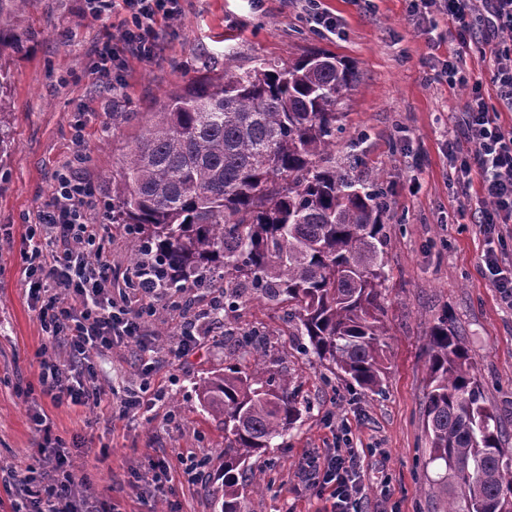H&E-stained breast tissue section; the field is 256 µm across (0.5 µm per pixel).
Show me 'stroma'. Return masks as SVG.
<instances>
[{
  "label": "stroma",
  "instance_id": "1",
  "mask_svg": "<svg viewBox=\"0 0 512 512\" xmlns=\"http://www.w3.org/2000/svg\"><path fill=\"white\" fill-rule=\"evenodd\" d=\"M320 3L335 17V33L315 31L301 0H182L181 18L160 26L161 51L150 60L127 57L122 87L114 91L92 63L97 46L120 30L91 21L85 0H29L15 17L24 47L0 56L12 76L14 137L0 162V512H12L8 472L32 468L33 486L41 488L61 453L79 479L75 494L83 506L222 512L224 427L203 411L196 388L207 371L240 360V335L254 327L269 331L275 359L303 385L307 409L284 444L260 459L268 489L244 490L241 512H322L324 501L302 486L301 463L345 447L357 449L361 460V512H440L423 397L431 335L441 316L463 336L487 399L512 413V309L481 273L484 240L452 186L442 146L468 91L428 77L452 45V26L442 19L431 38L419 37L408 0ZM313 49L355 67L358 82L342 105L346 133L336 155H347L348 140L358 139L357 154L383 183L389 277L382 290L388 360L381 392L328 375L314 355L294 348L284 309L260 302L226 314L223 335L202 337L193 352L176 356L171 331L186 311L172 292L146 325L157 359L153 375L169 389L164 405L124 418L42 395L37 352L64 361L69 349L49 342L41 329L25 288L21 249L57 171L78 161L80 177L91 183V218L112 261L111 293L124 299L135 233L111 222L102 176L116 170L157 102L189 77L221 67L225 53L249 68L259 58L285 63ZM116 113L123 117L117 126ZM93 365L95 383L105 390L135 389L143 378L132 343L102 351ZM36 411L62 449L37 454L41 436L30 419ZM78 437L84 447H74ZM187 456L204 462L201 480L184 474ZM159 457L168 460L172 476L162 485L151 470Z\"/></svg>",
  "mask_w": 512,
  "mask_h": 512
}]
</instances>
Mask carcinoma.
I'll return each mask as SVG.
<instances>
[{
    "instance_id": "cac0c4a2",
    "label": "carcinoma",
    "mask_w": 512,
    "mask_h": 512,
    "mask_svg": "<svg viewBox=\"0 0 512 512\" xmlns=\"http://www.w3.org/2000/svg\"><path fill=\"white\" fill-rule=\"evenodd\" d=\"M29 0H0V54L23 47L11 23ZM357 72L322 50L288 63L259 59L187 80L161 100L104 177L112 223L138 234L136 271L178 291L220 285L224 307L288 304L289 335L333 374L381 391L386 374L382 286L386 209L375 178L336 162L340 110ZM0 64V159L12 144ZM257 332L252 363L198 381L201 406L224 425V512L239 490L263 488L261 458L302 416L300 383L274 367ZM423 401L442 512H512V448L469 350L448 317L428 352Z\"/></svg>"
}]
</instances>
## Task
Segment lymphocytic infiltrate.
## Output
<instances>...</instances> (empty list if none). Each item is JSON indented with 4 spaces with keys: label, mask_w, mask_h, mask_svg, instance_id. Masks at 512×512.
Listing matches in <instances>:
<instances>
[{
    "label": "lymphocytic infiltrate",
    "mask_w": 512,
    "mask_h": 512,
    "mask_svg": "<svg viewBox=\"0 0 512 512\" xmlns=\"http://www.w3.org/2000/svg\"><path fill=\"white\" fill-rule=\"evenodd\" d=\"M92 20L109 23L122 17L120 46L104 42L95 69L111 79L120 68L122 51L148 58L159 48L158 21H173L182 14L181 0H87ZM410 23L421 35L432 33L437 16H447L455 31L456 46L447 58L433 64V77L449 86H470L464 103L460 130H448L444 145L455 180L468 205L480 215L478 231L485 241L512 232V125L501 120V109L512 110V43L503 45L492 58L493 85L500 107L489 105L479 84L461 66V53L469 47L474 32L487 39L512 34V0H409ZM474 149L461 153L459 138ZM93 193L90 184L77 177L72 167L56 176L51 197L29 225L22 253L29 291L39 302L38 318L49 339L64 338L77 361H90L94 354L118 344H143L148 317L155 301L165 293L160 278H138L133 288L138 302L117 303L110 295L112 261L97 248L98 227L85 206ZM38 382L43 395L54 403L100 406L109 402L122 415L141 406L163 401L161 383L148 381L139 390H112L110 396L91 382L76 377L71 364L51 358L39 363ZM359 456L354 449L336 448L301 467L307 491L325 498L329 512H357L361 493ZM15 491L13 512H74L71 500L76 477L64 464H57L45 493L34 492L27 474L9 477Z\"/></svg>",
    "instance_id": "obj_1"
}]
</instances>
